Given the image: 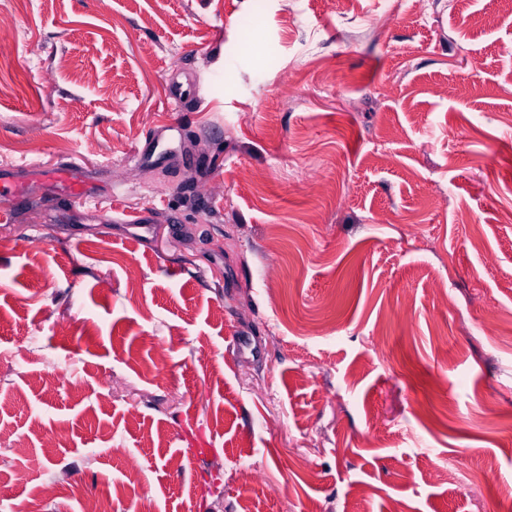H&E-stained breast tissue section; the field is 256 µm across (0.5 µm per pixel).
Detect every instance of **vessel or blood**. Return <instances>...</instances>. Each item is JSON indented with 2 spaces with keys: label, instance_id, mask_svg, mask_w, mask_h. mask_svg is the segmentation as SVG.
<instances>
[{
  "label": "vessel or blood",
  "instance_id": "vessel-or-blood-1",
  "mask_svg": "<svg viewBox=\"0 0 512 512\" xmlns=\"http://www.w3.org/2000/svg\"><path fill=\"white\" fill-rule=\"evenodd\" d=\"M36 186L49 197L63 196L74 202L94 194L91 182L73 162L61 163L50 170L37 164L24 168L4 167L0 169V213L11 214L28 199Z\"/></svg>",
  "mask_w": 512,
  "mask_h": 512
}]
</instances>
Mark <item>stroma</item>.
Segmentation results:
<instances>
[{
	"mask_svg": "<svg viewBox=\"0 0 512 512\" xmlns=\"http://www.w3.org/2000/svg\"><path fill=\"white\" fill-rule=\"evenodd\" d=\"M0 13V512H512V0ZM34 186L40 187L53 200L65 196L73 202H81L94 195V187L74 162H64L51 170L38 164L25 168L1 167L0 169V208L1 215L11 214L30 196ZM101 212L102 216L108 223L121 221L124 224H151V221L148 220L149 217L144 214L127 213L124 210H120L114 204L112 189L108 198V203ZM114 214L117 216H114Z\"/></svg>",
	"mask_w": 512,
	"mask_h": 512,
	"instance_id": "35a3bbf8",
	"label": "stroma"
}]
</instances>
